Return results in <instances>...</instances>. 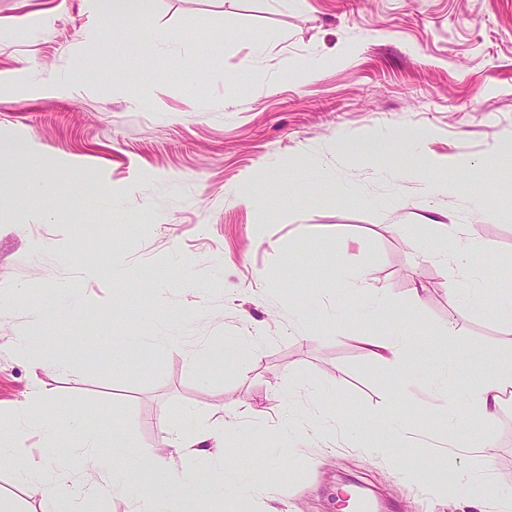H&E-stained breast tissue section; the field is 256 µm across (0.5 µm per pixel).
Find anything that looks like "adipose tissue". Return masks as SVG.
I'll return each mask as SVG.
<instances>
[{
  "mask_svg": "<svg viewBox=\"0 0 512 512\" xmlns=\"http://www.w3.org/2000/svg\"><path fill=\"white\" fill-rule=\"evenodd\" d=\"M487 250L486 244L466 235L463 225L444 224L427 251L426 259L440 266L452 262L472 271L476 257ZM448 303L459 312L481 307L483 298L479 274L472 271L469 285L463 288L449 283ZM419 341V336L403 334L365 337L361 344L369 356L399 373L404 369L407 351ZM472 366L476 370L475 376L460 392L445 397V410L453 419L462 409L468 408L483 419L492 420L503 394L512 388V356L480 350L474 354ZM240 419L231 417L225 420L223 427L213 430L172 429L156 446L142 445L121 431L113 432L112 453L124 461L121 477L113 480L107 475L108 459L101 451L98 437L74 416L68 417L64 426L54 428L46 438L45 447L29 456L19 446L23 430L11 423H1L0 460L10 462L16 482L32 490H43L49 484L70 486L68 496L50 499L47 512H92L94 503L104 492H124L125 480L130 476L137 478L142 488L132 512H173L178 496L196 489L197 481L190 475L172 473L167 466L168 457L174 454L183 458L208 457L214 478L223 479L224 467L233 457L230 449L224 446V435L236 430ZM60 438L74 441L76 455L84 463L82 469L61 467L45 471L48 448ZM459 454L464 464L449 475V484L470 481L481 485L490 481L495 458L490 440L461 443Z\"/></svg>",
  "mask_w": 512,
  "mask_h": 512,
  "instance_id": "adipose-tissue-1",
  "label": "adipose tissue"
}]
</instances>
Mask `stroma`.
<instances>
[{
  "label": "stroma",
  "mask_w": 512,
  "mask_h": 512,
  "mask_svg": "<svg viewBox=\"0 0 512 512\" xmlns=\"http://www.w3.org/2000/svg\"><path fill=\"white\" fill-rule=\"evenodd\" d=\"M309 3L154 0L149 18L116 24L94 0H0V143L33 154L0 164V419L26 424L37 384L47 402L22 447H41L64 412L103 443L118 423L151 446L259 404L267 419L224 441L264 469L262 491L242 502L211 484L175 512H336L346 479L376 512H495L493 498H512V402L490 421L460 417L459 437L495 446L489 501L470 506L475 487L445 485L459 462L438 447L441 395L469 377L434 373L426 348L502 350L512 318V165L486 155L512 140V0ZM341 133L405 146L344 153ZM425 154L468 164L433 196ZM39 172L50 192L21 194ZM442 224L489 246L482 310L451 312L448 283L465 270L423 258ZM347 275L373 288L333 311ZM60 299L77 303L71 318L38 315ZM415 331L428 344L402 376L358 342ZM19 336L68 367L33 368ZM241 336L256 337L254 357L187 358ZM285 399L351 425L354 442L325 454L276 412ZM372 441L392 459L366 456Z\"/></svg>",
  "instance_id": "stroma-1"
}]
</instances>
